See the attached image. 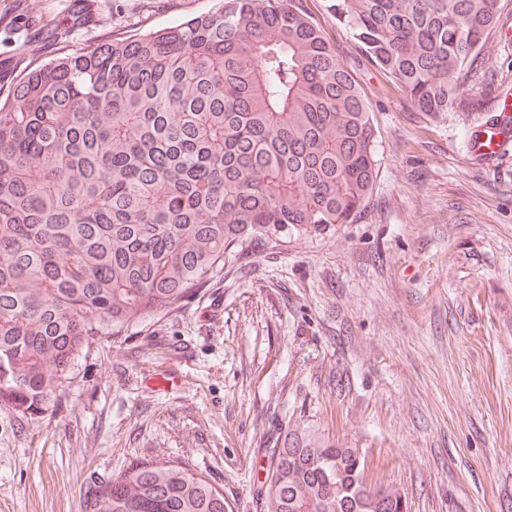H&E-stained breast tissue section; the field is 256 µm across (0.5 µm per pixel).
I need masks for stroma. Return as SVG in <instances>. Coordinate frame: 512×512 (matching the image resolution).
<instances>
[{
    "label": "stroma",
    "mask_w": 512,
    "mask_h": 512,
    "mask_svg": "<svg viewBox=\"0 0 512 512\" xmlns=\"http://www.w3.org/2000/svg\"><path fill=\"white\" fill-rule=\"evenodd\" d=\"M334 0H303L346 56ZM218 0H0V88L105 38L175 26ZM378 180L334 233L230 253L180 310L75 359L35 418L0 408V512H87L131 463L203 474L229 512H264L260 483L287 427L362 449L371 487L409 512H512V150L469 156V127L512 99V40L495 39L473 109L439 119L359 68ZM180 379L158 391L150 377Z\"/></svg>",
    "instance_id": "obj_1"
}]
</instances>
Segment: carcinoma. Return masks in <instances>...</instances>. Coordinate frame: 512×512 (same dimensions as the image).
<instances>
[{
	"label": "carcinoma",
	"instance_id": "carcinoma-1",
	"mask_svg": "<svg viewBox=\"0 0 512 512\" xmlns=\"http://www.w3.org/2000/svg\"><path fill=\"white\" fill-rule=\"evenodd\" d=\"M340 54L301 0H221L176 26L24 57L0 94V407L49 409L76 357L180 309L247 243L313 239L373 196L377 134L354 77L370 65L432 119L512 30L500 0H336ZM266 512H408L368 504L357 448L312 433L265 449ZM89 512H226L177 463L138 461Z\"/></svg>",
	"mask_w": 512,
	"mask_h": 512
}]
</instances>
